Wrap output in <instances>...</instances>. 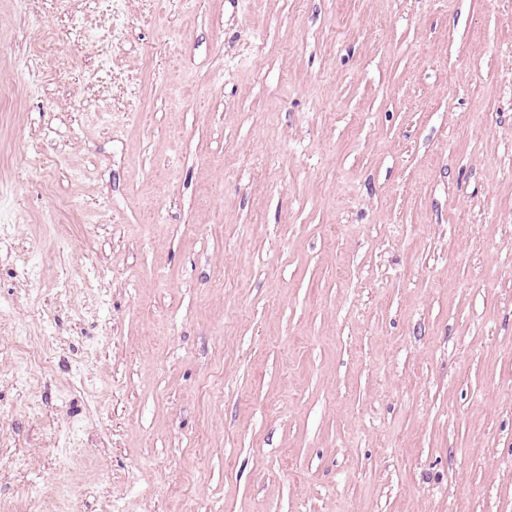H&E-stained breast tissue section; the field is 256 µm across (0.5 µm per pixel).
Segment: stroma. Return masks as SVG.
Here are the masks:
<instances>
[{
	"label": "stroma",
	"mask_w": 512,
	"mask_h": 512,
	"mask_svg": "<svg viewBox=\"0 0 512 512\" xmlns=\"http://www.w3.org/2000/svg\"><path fill=\"white\" fill-rule=\"evenodd\" d=\"M0 0V512H512V0Z\"/></svg>",
	"instance_id": "obj_1"
}]
</instances>
